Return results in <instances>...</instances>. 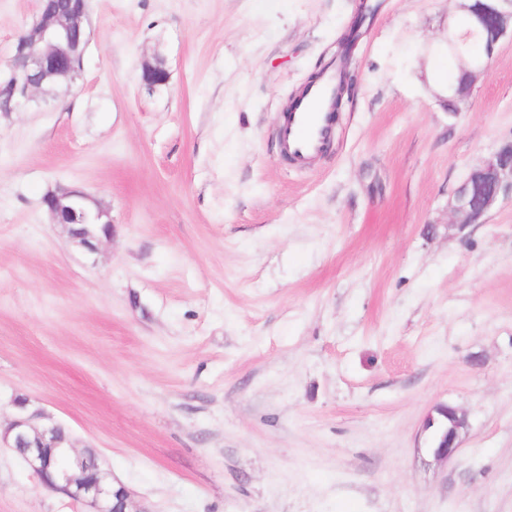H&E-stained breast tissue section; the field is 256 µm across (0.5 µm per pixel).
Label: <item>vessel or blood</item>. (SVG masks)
I'll return each mask as SVG.
<instances>
[{"label": "vessel or blood", "mask_w": 512, "mask_h": 512, "mask_svg": "<svg viewBox=\"0 0 512 512\" xmlns=\"http://www.w3.org/2000/svg\"><path fill=\"white\" fill-rule=\"evenodd\" d=\"M341 85L334 65L304 85L277 128L278 141L287 161L295 168L322 153L336 134L333 109Z\"/></svg>", "instance_id": "obj_1"}]
</instances>
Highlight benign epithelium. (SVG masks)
Here are the masks:
<instances>
[{"label":"benign epithelium","instance_id":"7a95c632","mask_svg":"<svg viewBox=\"0 0 512 512\" xmlns=\"http://www.w3.org/2000/svg\"><path fill=\"white\" fill-rule=\"evenodd\" d=\"M461 8L471 22L469 32H478L483 38V54L477 58H460L466 80L448 85L450 104L470 91L476 73L488 66L499 41L512 28V0H469L461 4ZM87 23L86 0H39L38 20L13 46L9 68L21 87L4 111H14L59 76L73 80L78 77L77 55ZM142 79L148 87L154 88L166 84L168 73L160 66L148 65L143 68ZM509 195L512 196V141L503 144L469 172L451 203L454 223L462 227L481 223L499 199ZM86 200L84 193L70 190L48 195L42 204L55 223L68 226L76 243L92 251L96 241L112 235V218L108 211L98 207L95 222H87ZM436 413L443 414L449 426L439 440L430 442L428 451L434 461L446 462L457 452L461 435L467 433L469 423L466 414L458 408L439 404L426 415L423 431L428 432L435 426ZM38 418V414L19 415L0 441L9 448L23 449L22 459L48 488L76 502L90 504L94 512H131L130 495L124 486L105 484L92 473L85 472L78 478L70 469L54 468L44 448L55 436L56 426L49 422L37 425L34 420Z\"/></svg>","mask_w":512,"mask_h":512}]
</instances>
